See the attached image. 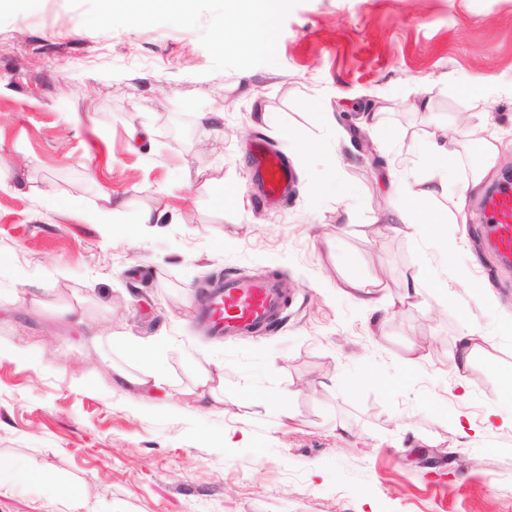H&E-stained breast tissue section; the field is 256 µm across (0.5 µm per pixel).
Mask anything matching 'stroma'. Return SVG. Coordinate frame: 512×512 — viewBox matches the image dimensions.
<instances>
[{
  "label": "stroma",
  "instance_id": "obj_1",
  "mask_svg": "<svg viewBox=\"0 0 512 512\" xmlns=\"http://www.w3.org/2000/svg\"><path fill=\"white\" fill-rule=\"evenodd\" d=\"M247 36L224 0H190L183 19H106L99 0L0 13V166L13 174L0 190V344L41 356L0 359V457L77 495L34 481L0 494V512H512V429L485 422L512 395L499 323L512 265L489 244L484 196L467 195L445 253L376 231L392 221V177L430 174L415 149L436 131L430 114L465 116L474 134L446 137L458 175L488 118L503 149L487 183L512 169V0H280L268 47L236 49ZM283 132L336 140V153L289 155L295 178L266 208L248 147L281 150ZM325 176L352 197L315 196ZM103 185L125 203L110 227L91 218ZM231 189L241 205L225 202ZM148 209L159 229L136 239L127 227ZM352 275L396 299L420 282L419 302L377 323L343 294ZM225 276L277 277V326L206 335L199 292ZM486 285L495 306L476 300ZM77 302L82 326L67 313ZM469 327L487 341L461 401L449 358ZM91 329L169 337L171 388L116 385L113 367L138 362L91 345ZM217 364L220 403L197 382ZM241 431L249 442L225 443Z\"/></svg>",
  "mask_w": 512,
  "mask_h": 512
}]
</instances>
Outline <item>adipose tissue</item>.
I'll return each instance as SVG.
<instances>
[{
  "label": "adipose tissue",
  "mask_w": 512,
  "mask_h": 512,
  "mask_svg": "<svg viewBox=\"0 0 512 512\" xmlns=\"http://www.w3.org/2000/svg\"><path fill=\"white\" fill-rule=\"evenodd\" d=\"M227 3L238 27L250 33V47H262L278 0H227ZM478 144L480 159L463 184H455L442 175L421 180L393 181L391 215L394 223L389 227L390 232L402 233L409 229L435 248H452L453 241L448 235V227L432 210L431 205L439 197L480 188L487 170L496 159L498 140L489 134L479 138ZM122 347L138 361L139 368L134 372L123 368L116 369L115 375L121 386L146 390L166 384L167 377L159 365L168 349L166 339L156 338L148 342L126 341Z\"/></svg>",
  "instance_id": "adipose-tissue-1"
}]
</instances>
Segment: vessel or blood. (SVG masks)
I'll use <instances>...</instances> for the list:
<instances>
[{
	"instance_id": "vessel-or-blood-1",
	"label": "vessel or blood",
	"mask_w": 512,
	"mask_h": 512,
	"mask_svg": "<svg viewBox=\"0 0 512 512\" xmlns=\"http://www.w3.org/2000/svg\"><path fill=\"white\" fill-rule=\"evenodd\" d=\"M250 155L260 185V202L266 206L280 204L286 187L294 179L292 168L261 140L253 142ZM483 209L495 253L512 262V186L488 194ZM284 306L285 297L273 279L230 276L207 294L203 320L212 333L246 336L274 325Z\"/></svg>"
}]
</instances>
